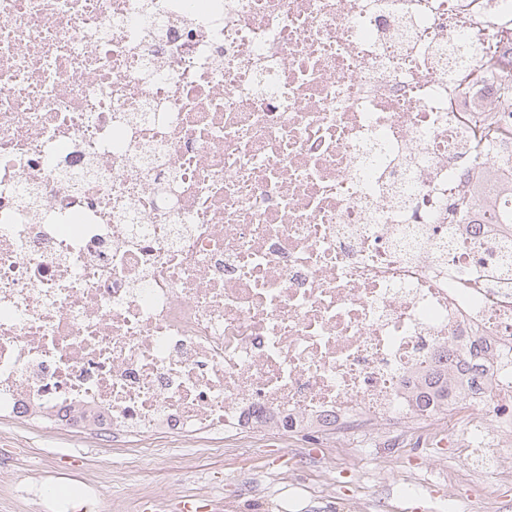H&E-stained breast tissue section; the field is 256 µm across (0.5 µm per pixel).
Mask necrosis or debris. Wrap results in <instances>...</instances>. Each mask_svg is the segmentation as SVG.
Wrapping results in <instances>:
<instances>
[{
	"label": "necrosis or debris",
	"instance_id": "1",
	"mask_svg": "<svg viewBox=\"0 0 512 512\" xmlns=\"http://www.w3.org/2000/svg\"><path fill=\"white\" fill-rule=\"evenodd\" d=\"M512 0H0V416L128 467L417 428L512 480ZM494 58L464 84L448 49ZM485 383L465 388L470 353ZM462 397L421 405L440 384Z\"/></svg>",
	"mask_w": 512,
	"mask_h": 512
}]
</instances>
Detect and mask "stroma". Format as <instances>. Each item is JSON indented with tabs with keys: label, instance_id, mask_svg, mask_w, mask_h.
I'll return each instance as SVG.
<instances>
[{
	"label": "stroma",
	"instance_id": "1",
	"mask_svg": "<svg viewBox=\"0 0 512 512\" xmlns=\"http://www.w3.org/2000/svg\"><path fill=\"white\" fill-rule=\"evenodd\" d=\"M0 431L16 435L25 443L21 452L8 464L17 478L13 488L0 489V512H35L32 501L20 494L21 488L39 483H56L58 494L74 490L75 477L99 483L104 488L99 512H141L137 495L153 491L169 500V512H178L179 501L201 492H209L216 503L235 494L239 484L251 480L260 467L287 473L292 485L288 492L275 494L273 488L256 485L253 497L263 501L277 498L280 512H351L356 492L348 475L337 474L336 460L322 456L320 449L310 448L318 467L296 470L291 460L289 443L276 439L258 441L249 448H236L224 453H208L197 448L184 449L183 460H175L167 449H160L157 458L126 476L122 473L123 455L120 449L101 446L91 440H76L42 428L0 418ZM398 458L399 472L429 474L441 469L457 475L453 484H438L431 497L411 505L397 501L396 512H440L441 499L451 497L458 512H467L474 482L464 456L453 448L414 447L393 451ZM43 458L49 472L33 474L29 465L34 458Z\"/></svg>",
	"mask_w": 512,
	"mask_h": 512
}]
</instances>
